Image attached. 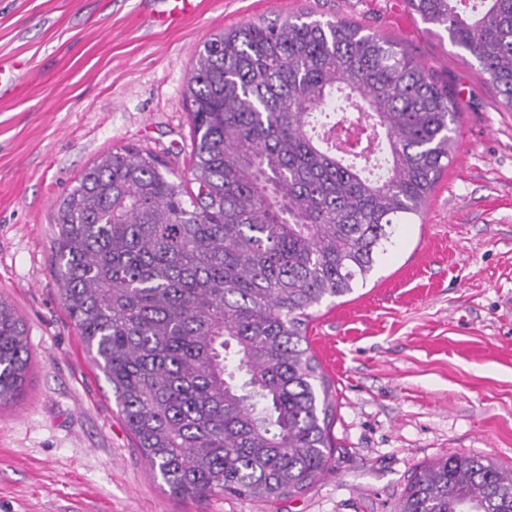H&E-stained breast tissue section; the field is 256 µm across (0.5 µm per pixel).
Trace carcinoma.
Segmentation results:
<instances>
[{
  "label": "carcinoma",
  "mask_w": 512,
  "mask_h": 512,
  "mask_svg": "<svg viewBox=\"0 0 512 512\" xmlns=\"http://www.w3.org/2000/svg\"><path fill=\"white\" fill-rule=\"evenodd\" d=\"M407 3L512 110V0ZM188 91L197 191L150 153L108 152L54 207L53 271L170 495L290 496L332 469L312 311L366 282L389 229L421 215L462 105L397 43L307 13L214 35ZM337 96L366 145L339 149ZM379 152L384 178L368 173ZM27 335L0 298V404L24 394ZM398 512H512V471L450 455L414 474Z\"/></svg>",
  "instance_id": "obj_1"
}]
</instances>
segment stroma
Returning <instances> with one entry per match:
<instances>
[{
  "instance_id": "obj_1",
  "label": "stroma",
  "mask_w": 512,
  "mask_h": 512,
  "mask_svg": "<svg viewBox=\"0 0 512 512\" xmlns=\"http://www.w3.org/2000/svg\"><path fill=\"white\" fill-rule=\"evenodd\" d=\"M0 0V298L25 322L24 397L0 407V512H397L414 472L458 454L512 469V111L406 0ZM301 12L388 37L463 103L421 217L366 283L307 329L336 395L335 468L271 501L161 489L86 356L53 274L52 213L101 155L132 146L192 187L188 82L213 34ZM165 8L155 17L159 24L178 25L187 14L193 13L195 0H161Z\"/></svg>"
}]
</instances>
